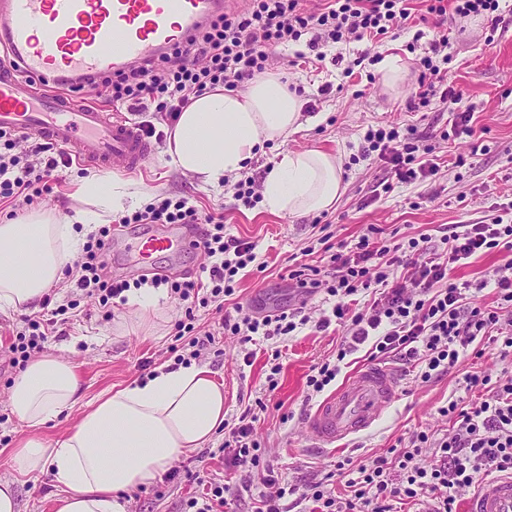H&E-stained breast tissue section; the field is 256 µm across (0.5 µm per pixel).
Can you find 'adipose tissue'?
<instances>
[{
	"label": "adipose tissue",
	"instance_id": "ef3b65f1",
	"mask_svg": "<svg viewBox=\"0 0 512 512\" xmlns=\"http://www.w3.org/2000/svg\"><path fill=\"white\" fill-rule=\"evenodd\" d=\"M302 107L280 74L267 71L244 88L219 87L193 98L168 129L164 153L179 171L218 188L242 175L266 143L300 129ZM73 187V197L85 204L74 216L36 207L0 223L1 308L38 306L62 281L86 227L124 212L139 195L121 179L84 177ZM343 190L336 156L317 148L286 151L264 177L263 205L275 214H315L329 210ZM129 306L117 334L157 336L164 319L160 296L147 290ZM79 392L72 364L54 354L29 361L9 390L10 407L28 429L15 462L25 474H53L61 487L57 512H126V495L162 481L176 460L203 447L224 424V389L209 369L161 367L101 393L62 440L48 442L40 427L70 409Z\"/></svg>",
	"mask_w": 512,
	"mask_h": 512
}]
</instances>
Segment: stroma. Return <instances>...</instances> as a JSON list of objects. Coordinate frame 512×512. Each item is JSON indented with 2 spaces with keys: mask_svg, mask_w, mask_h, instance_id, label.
Returning a JSON list of instances; mask_svg holds the SVG:
<instances>
[{
  "mask_svg": "<svg viewBox=\"0 0 512 512\" xmlns=\"http://www.w3.org/2000/svg\"><path fill=\"white\" fill-rule=\"evenodd\" d=\"M503 17L492 27L484 17L449 16L448 52L457 71L455 87L476 112L473 136H453L434 140L439 165L436 175L398 185L393 192L380 191L386 177L382 163L362 156L363 135L368 127L396 125L416 128L419 135L448 128L453 115L447 103L432 97L428 106L407 111L418 85L412 67L438 35L432 24L420 32L399 29L395 36L379 43L364 40L326 48L324 60L304 62L306 42L277 50L269 60L271 69L288 83L303 87V110L315 119L307 129L288 139L267 143L251 163L249 174L262 180L265 171L287 150L320 148L336 154L344 165L345 191L330 210L320 216H288L269 212L262 203L245 207L235 197L234 180H225L221 188L202 186L195 178L168 165L162 149H155L145 168L129 180L141 192L137 207H144L161 192L171 197H186L203 207L224 210L227 235L252 241L256 245L257 267L239 284V300L255 311L265 313L277 308L304 307L311 316L287 338H274L256 345L251 363L242 360L239 337L218 333L219 314L214 308L199 310L197 327L216 332L213 346L199 358V365L210 369L216 381L224 385V418L233 421L247 406L263 401L265 408L254 424V436L263 447L267 464L280 482L306 486L328 480L337 462H349L358 468L391 450H404L416 433L442 436L449 428L440 413L449 401L465 406L476 395L467 391L466 375L479 373L491 380L512 377V354L501 353L499 342L486 336L476 343V353L461 357L448 372L423 380L408 365L388 358V365L401 375L402 394L393 406L361 437L347 442L344 449L315 447L307 433V421L318 406L308 397L307 378L314 365L335 359L341 334L336 329L318 330L313 324L325 306L326 295H305L289 272L306 266H325L326 255L318 247L319 229L314 219L328 223L333 243L353 244L367 228H374L376 246L404 236H430L431 247H440V238L458 224H477L489 215L504 214L512 206V0H501ZM393 53L410 65L401 93L388 91L380 81L370 80L365 68L353 61L364 53ZM353 65L352 77H343L346 65ZM331 85L329 94H320L322 85ZM464 166H456L457 156ZM85 165H73L62 177L50 181L48 191L35 198L38 207L55 208L72 214L79 208L70 197L72 182L90 175ZM127 311L115 306L111 319H104L98 303L82 299L78 308L68 311V321L50 327L46 352L68 359L80 380L81 396L75 407L46 424L42 435L49 441L66 436L77 422L81 410L104 390H117L141 380L147 370L172 366L174 324L183 312L173 301L165 303L162 338L125 337L115 333V322ZM22 313L0 310V478L15 480L19 512H54L56 491L52 474L24 476L14 462V449L26 430L12 413L8 392L18 375L8 364V347L21 330ZM280 351L282 370L276 390H269L267 376L272 351ZM223 434H216L206 448L183 455L173 465L176 475L151 485L130 498L127 512H185V504L201 488L189 474L206 466L215 480H222L227 463L219 449Z\"/></svg>",
  "mask_w": 512,
  "mask_h": 512,
  "instance_id": "35a3bbf8",
  "label": "stroma"
}]
</instances>
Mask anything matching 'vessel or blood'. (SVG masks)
<instances>
[{
    "label": "vessel or blood",
    "mask_w": 512,
    "mask_h": 512,
    "mask_svg": "<svg viewBox=\"0 0 512 512\" xmlns=\"http://www.w3.org/2000/svg\"><path fill=\"white\" fill-rule=\"evenodd\" d=\"M226 0H0V128L34 133L105 174H133L153 145L140 126L112 117L86 95L91 77L126 70L186 46L194 31L223 14ZM186 226L138 236L146 261L193 249ZM401 379L375 365L350 376L308 421L326 446L368 430L399 397ZM466 512H512V475L483 481Z\"/></svg>",
    "instance_id": "1"
}]
</instances>
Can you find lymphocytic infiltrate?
Listing matches in <instances>:
<instances>
[{
	"mask_svg": "<svg viewBox=\"0 0 512 512\" xmlns=\"http://www.w3.org/2000/svg\"><path fill=\"white\" fill-rule=\"evenodd\" d=\"M305 0H248L246 8L224 13L197 29L187 48L161 56L158 61L130 68L117 74L95 77L96 85L108 91L113 101L130 112L160 114L165 124H173L192 98L219 87L237 88L264 73L273 48L309 37L311 47H332L389 34L398 23L411 16L409 0H318L305 8ZM428 15L444 22L447 14L460 17L487 16L499 23V0H424ZM450 38L440 33L417 62L418 91L410 108L427 106L431 97L441 96L455 116L450 134H472L473 108L462 93L448 85L451 57ZM18 133L0 129V197L31 203L47 190L50 180L71 168L73 160L49 142H38L28 150V160L13 156L12 147L23 143ZM364 157H377L393 174V181L382 184L391 191L394 183H411L435 175L438 165L432 149L413 134L399 128L370 129L364 135ZM120 224H194L201 226V254L208 264L207 279L154 275L128 280L108 272V243L111 226L91 233L81 261L72 273L74 287L82 296H98L103 309L114 300L124 299L130 289L165 288L183 309L185 317L176 324L175 340L183 352L176 355L179 365L199 358L214 343L212 332H199L195 326L199 309L216 306L224 316L220 327L238 336L242 343L255 337L269 340L293 333L296 315L285 309L263 316L244 313L235 302L241 271L255 262V243L224 233V214L200 209L184 199H156L143 209L120 217ZM428 236L409 237L390 246L376 247L369 235L359 237L349 252L330 254L332 273L328 279L298 280L306 291L325 290L333 304L316 321L317 329L336 325L344 335L335 361L314 366L307 378L310 395H318L335 382L341 363L361 344H369L374 358L399 357L416 368L420 377L454 367L478 338L495 333L503 348L512 349V319H501L499 312L471 306L464 288L452 273L463 260L496 248L512 249V224L495 216L482 224H466L441 239L439 250L428 247ZM371 292L363 307H356L359 292ZM466 388L480 398L469 407L449 401L442 410L453 425L442 437L430 439L421 432L413 437L411 449L392 459L377 457L358 468L345 482L351 496L337 500L323 483L298 490L280 484L266 467L261 445L254 439L257 416L244 410L228 431L224 445L232 454V467L255 470L265 490L257 499L254 512H286L287 496L313 502L312 512H396L397 505L432 497L433 512H456L458 500L475 489L490 474L512 473V378L494 386L492 395L482 396L489 386L487 376L472 374ZM434 443L430 464L419 463L423 444Z\"/></svg>",
	"mask_w": 512,
	"mask_h": 512,
	"instance_id": "obj_1",
	"label": "lymphocytic infiltrate"
}]
</instances>
